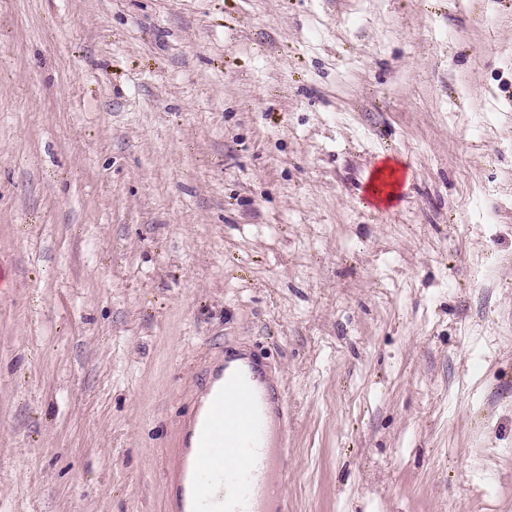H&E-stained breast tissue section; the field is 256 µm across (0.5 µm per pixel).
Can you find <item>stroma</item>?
Returning a JSON list of instances; mask_svg holds the SVG:
<instances>
[{
	"mask_svg": "<svg viewBox=\"0 0 512 512\" xmlns=\"http://www.w3.org/2000/svg\"><path fill=\"white\" fill-rule=\"evenodd\" d=\"M228 345L288 512H512V0H0V512H166Z\"/></svg>",
	"mask_w": 512,
	"mask_h": 512,
	"instance_id": "1",
	"label": "stroma"
}]
</instances>
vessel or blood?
I'll list each match as a JSON object with an SVG mask.
<instances>
[{
    "label": "vessel or blood",
    "mask_w": 512,
    "mask_h": 512,
    "mask_svg": "<svg viewBox=\"0 0 512 512\" xmlns=\"http://www.w3.org/2000/svg\"><path fill=\"white\" fill-rule=\"evenodd\" d=\"M204 381L167 475L169 512H288V410L266 365L227 350Z\"/></svg>",
    "instance_id": "vessel-or-blood-1"
}]
</instances>
